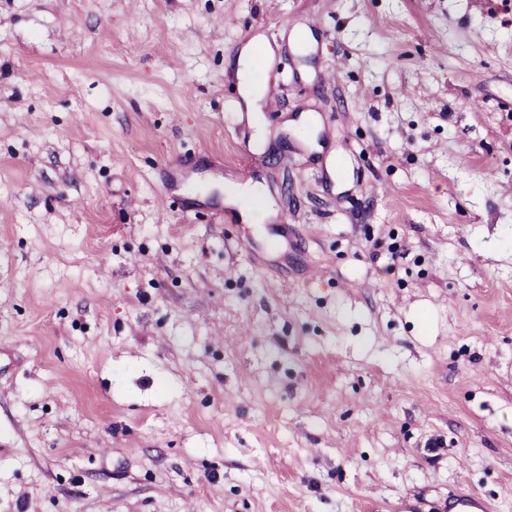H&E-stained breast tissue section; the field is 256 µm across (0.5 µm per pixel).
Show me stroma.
<instances>
[{"instance_id": "1", "label": "stroma", "mask_w": 512, "mask_h": 512, "mask_svg": "<svg viewBox=\"0 0 512 512\" xmlns=\"http://www.w3.org/2000/svg\"><path fill=\"white\" fill-rule=\"evenodd\" d=\"M457 486L512 512V0H0V512ZM253 49L246 48L239 53L235 61L236 71L240 81V95L246 102L248 111H254L255 102L263 97V89L253 80L254 67L252 66ZM227 187V189L224 188L225 202L229 205L239 206L245 221L250 220L252 212L244 202L263 195V187L258 183L251 182L228 183Z\"/></svg>"}]
</instances>
